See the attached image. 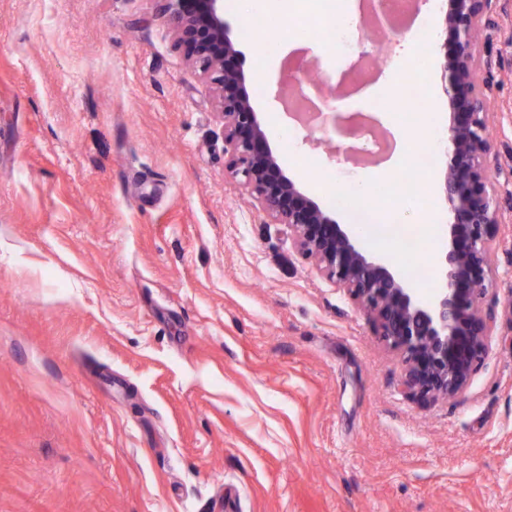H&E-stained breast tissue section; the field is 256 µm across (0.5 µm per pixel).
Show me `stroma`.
I'll return each mask as SVG.
<instances>
[{
  "mask_svg": "<svg viewBox=\"0 0 512 512\" xmlns=\"http://www.w3.org/2000/svg\"><path fill=\"white\" fill-rule=\"evenodd\" d=\"M437 8L410 12L366 90L419 59L447 114ZM349 11L360 38L341 56L330 24L297 39L224 0L256 111L295 132L287 175L341 224L327 175L397 164V115L357 165L353 88L312 133L279 91L303 64L335 84L373 52L357 0L328 7ZM494 18L479 76L505 174L512 0ZM492 264L484 366L453 398L411 400L367 314L230 172L212 88L158 0H0V512H512V241Z\"/></svg>",
  "mask_w": 512,
  "mask_h": 512,
  "instance_id": "1",
  "label": "stroma"
}]
</instances>
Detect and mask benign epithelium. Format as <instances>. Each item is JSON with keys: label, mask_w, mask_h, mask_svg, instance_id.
Wrapping results in <instances>:
<instances>
[{"label": "benign epithelium", "mask_w": 512, "mask_h": 512, "mask_svg": "<svg viewBox=\"0 0 512 512\" xmlns=\"http://www.w3.org/2000/svg\"><path fill=\"white\" fill-rule=\"evenodd\" d=\"M163 16L175 46L211 85L223 123L228 168L273 224L288 227L297 254L319 270L369 315L379 336L401 357L402 392L422 403L454 397L483 365L497 317L483 303L489 291V256L505 237V223L488 178L490 112L486 88L475 79L477 47L495 30L497 0H448L444 21L453 39L444 63L448 140L442 188L452 222L441 286L422 297L407 286L387 256L371 258L350 225L339 224L285 173L256 112L244 57L224 19V0H163ZM373 28L399 34L380 6H370ZM312 81L302 69L281 88Z\"/></svg>", "instance_id": "benign-epithelium-1"}]
</instances>
